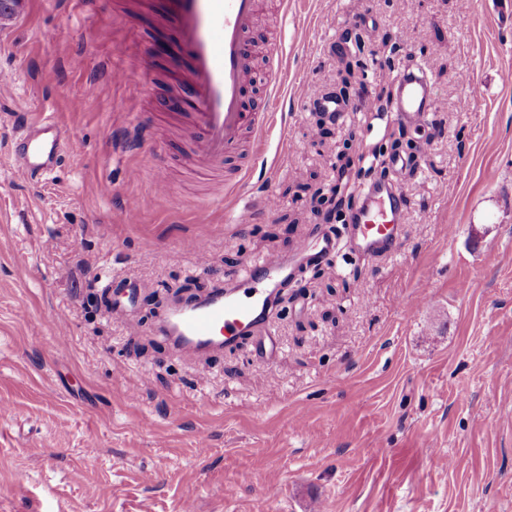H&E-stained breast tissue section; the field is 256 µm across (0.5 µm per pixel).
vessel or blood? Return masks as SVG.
<instances>
[{"mask_svg":"<svg viewBox=\"0 0 512 512\" xmlns=\"http://www.w3.org/2000/svg\"><path fill=\"white\" fill-rule=\"evenodd\" d=\"M262 0H163L162 19L175 35L178 65L169 69L181 93L160 111L184 124L190 141L193 173L202 179L223 173L226 161L243 154L246 144L262 147L276 124L275 107L285 84L287 53L281 40L271 38L268 51L274 69L262 100L250 95L254 30ZM398 93L388 106L399 121L424 120L433 109V87L421 74H397ZM70 141L57 119L39 113L22 121L10 154L18 179L34 181L54 172L67 156ZM249 175L226 185L224 212L232 223L247 224L249 207L239 205ZM405 199L391 182L369 187L362 204L345 219L353 253L392 254L402 249ZM336 239L321 235L301 241L293 255L273 257L256 265L228 288H214L191 301L166 310L156 330L172 352L200 358L237 344L241 337L259 339L263 353L275 343L266 329L279 291L306 264L330 259Z\"/></svg>","mask_w":512,"mask_h":512,"instance_id":"1","label":"vessel or blood"}]
</instances>
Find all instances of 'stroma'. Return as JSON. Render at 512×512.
Wrapping results in <instances>:
<instances>
[{
	"mask_svg": "<svg viewBox=\"0 0 512 512\" xmlns=\"http://www.w3.org/2000/svg\"><path fill=\"white\" fill-rule=\"evenodd\" d=\"M161 11L148 0L128 26L117 0L89 16L75 0H23L0 27V70L17 79L0 101V512H181L188 499L194 512H512V0H475L469 18L460 0H298L288 23L311 40L288 51L271 132L284 148L251 180L249 224L220 206L198 221L215 187L184 168L189 146L166 124L160 164L138 177L117 152L133 113L166 98ZM402 70L433 84L426 122L386 110ZM308 84L340 98L341 117L322 122ZM38 112L74 138L47 180L23 182L9 147ZM378 154L407 200L404 246L361 257L336 187L363 200L359 162ZM324 233L336 255L280 291L273 357L245 336L201 366L151 331L225 273ZM190 237L207 241L206 269ZM129 288L133 305L112 313L109 292Z\"/></svg>",
	"mask_w": 512,
	"mask_h": 512,
	"instance_id": "35a3bbf8",
	"label": "stroma"
}]
</instances>
